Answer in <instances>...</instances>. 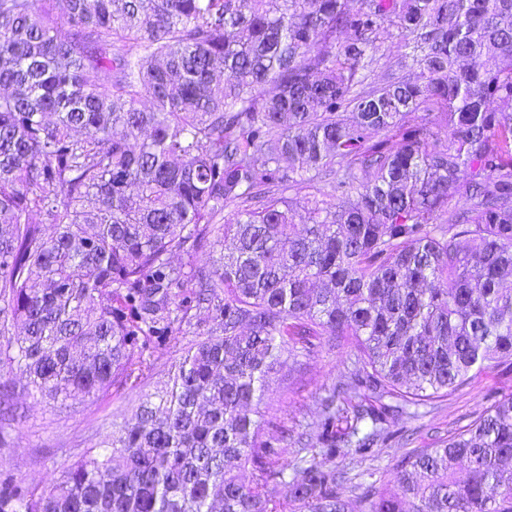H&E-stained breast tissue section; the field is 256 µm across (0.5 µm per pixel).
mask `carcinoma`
<instances>
[{
	"label": "carcinoma",
	"mask_w": 512,
	"mask_h": 512,
	"mask_svg": "<svg viewBox=\"0 0 512 512\" xmlns=\"http://www.w3.org/2000/svg\"><path fill=\"white\" fill-rule=\"evenodd\" d=\"M511 279L512 0H0V367L100 398L208 320L52 489L1 468L0 512H347L318 458L512 371ZM323 346L287 479L259 406ZM395 482L358 512H512V393Z\"/></svg>",
	"instance_id": "cac0c4a2"
}]
</instances>
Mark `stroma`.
<instances>
[{
  "label": "stroma",
  "mask_w": 512,
  "mask_h": 512,
  "mask_svg": "<svg viewBox=\"0 0 512 512\" xmlns=\"http://www.w3.org/2000/svg\"><path fill=\"white\" fill-rule=\"evenodd\" d=\"M193 334L176 336L160 355L151 376L137 386L113 390L99 400H76L71 407L51 405L26 390L20 373L1 380L14 392L10 403L21 415V423L0 426L6 443L0 447V460L27 484L51 487L64 467L86 450L112 435L113 423L131 418L141 395L156 391L169 379L173 367L183 356ZM349 357L345 351H322L302 360L292 374H280L273 386V405L287 420L290 429L313 422L326 391L346 373ZM512 393V373L495 372L473 380L469 385L418 409L416 417H405L398 432L372 457L363 459L355 452L325 460L324 466L346 472L353 482L381 484L394 480L401 456L429 446L470 424L495 398Z\"/></svg>",
  "instance_id": "obj_1"
}]
</instances>
